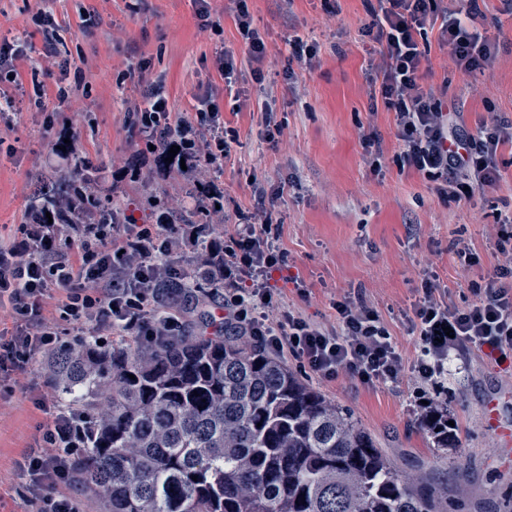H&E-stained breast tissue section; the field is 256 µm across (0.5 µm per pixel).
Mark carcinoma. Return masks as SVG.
<instances>
[{"label":"carcinoma","instance_id":"carcinoma-1","mask_svg":"<svg viewBox=\"0 0 512 512\" xmlns=\"http://www.w3.org/2000/svg\"><path fill=\"white\" fill-rule=\"evenodd\" d=\"M96 179L78 160L52 175L57 191L35 196L31 215ZM46 368L89 422L75 477L100 512H442L448 501L398 473L349 410L239 336L80 340ZM425 420L437 447L455 441L443 404Z\"/></svg>","mask_w":512,"mask_h":512}]
</instances>
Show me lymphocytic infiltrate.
Segmentation results:
<instances>
[{
  "instance_id": "1",
  "label": "lymphocytic infiltrate",
  "mask_w": 512,
  "mask_h": 512,
  "mask_svg": "<svg viewBox=\"0 0 512 512\" xmlns=\"http://www.w3.org/2000/svg\"><path fill=\"white\" fill-rule=\"evenodd\" d=\"M368 23L361 33L378 46L367 82L372 98L394 112L399 156L428 181L441 199L471 200L496 189L498 151L512 144V122L496 118L476 132L461 123L456 107L435 99L421 83L429 49L421 44L427 23L440 25V45L456 69L485 74L492 69L499 42L485 29L480 0H365ZM173 108L153 84L142 100L127 109L126 122L145 142L137 164L118 169L115 180L138 181L148 163V149L167 154L178 147L169 170L194 177L200 197L217 203L223 192L198 177L200 164L228 156L234 130L225 128L214 102L200 100L196 118L173 121ZM223 238L201 234L199 225L174 223L162 209L152 224L46 223L36 217L17 234L0 241V308L12 320L0 332V374L24 383L32 354L59 348L60 333L46 315L48 298H56L61 319L74 325L95 324L110 336H132L145 343L184 335L181 313L193 298L197 275L219 273L224 282V332L248 337L263 349L289 354L324 379L347 373L372 385L397 380L404 359L376 310L359 294H344L333 304L337 325L326 329L285 309L268 285L271 272L287 266L288 255L275 243L269 213L252 214L244 224H230L224 209L215 212ZM77 236L75 251L59 256L64 230ZM496 247L503 260L471 282L474 301L450 306L431 279L410 320L420 340L414 365L424 382L448 372L455 352L488 349L498 360L512 357V232L500 227ZM194 254L188 269L180 260ZM451 336L439 337L443 327ZM46 411L41 442L23 454L19 470L26 477L36 512H78L70 488L75 484L73 458L84 447V425L70 408L37 399Z\"/></svg>"
}]
</instances>
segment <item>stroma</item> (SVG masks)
<instances>
[{"label": "stroma", "mask_w": 512, "mask_h": 512, "mask_svg": "<svg viewBox=\"0 0 512 512\" xmlns=\"http://www.w3.org/2000/svg\"><path fill=\"white\" fill-rule=\"evenodd\" d=\"M250 0L253 25L266 44L260 64L264 85L276 98L275 119L283 125L278 143L265 137L256 101L237 102L215 68L219 51L247 62V50L230 0H210V26H202L195 0H0V41L17 42L25 52L14 63L13 80L0 91L13 100L8 120L0 119V237L26 223L29 202L45 172L60 129H68L76 154L111 177L132 164L141 143L125 122L127 107L141 100L132 77L139 61L150 60L148 78L160 83L176 118L195 115L197 98L210 94L225 127L237 141L229 155L208 168L224 188L228 214L248 213L260 193L274 195L272 220L289 266L273 271L269 283L304 317L331 328V302L362 292L378 312L407 362L420 353L406 314L420 293L421 273L431 269L448 302L464 307L474 299L470 280L497 261L495 226L512 209V144L499 150L501 181L496 190L469 202H443L433 185L402 167L394 114L371 111L365 82L370 41L359 30L367 18L364 0ZM489 34L500 50L492 70L479 77L457 72L440 49L438 26L426 29L429 64L422 84L436 98L457 104L461 120L476 130L490 113L512 120V14L501 0H483ZM50 12L56 23L58 57L70 61L91 88L56 97L61 78L58 57L46 53L33 14ZM318 48L312 69L288 83L289 41ZM44 95L36 97L35 83ZM374 128L383 141L381 173L372 170L361 134ZM464 239L479 258L462 268L452 244ZM307 297H298L295 279ZM44 355L30 362L33 388L24 392L0 384V512H33L16 460L41 438L46 416L36 398L53 395L42 370ZM288 366L330 400L352 410L382 453L404 474L418 473L448 490V512H512V448L488 427L484 404L494 394L512 393V363H497L485 352L451 354L448 378L433 390L413 371L373 386L348 374L321 379L294 357ZM448 405L454 421L453 447H436L423 417L426 403Z\"/></svg>", "instance_id": "1"}]
</instances>
